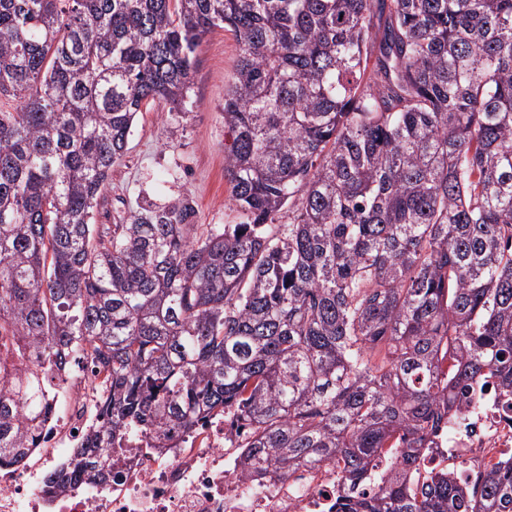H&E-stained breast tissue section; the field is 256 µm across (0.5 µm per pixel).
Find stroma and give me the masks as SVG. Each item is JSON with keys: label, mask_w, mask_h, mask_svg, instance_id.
<instances>
[{"label": "stroma", "mask_w": 512, "mask_h": 512, "mask_svg": "<svg viewBox=\"0 0 512 512\" xmlns=\"http://www.w3.org/2000/svg\"><path fill=\"white\" fill-rule=\"evenodd\" d=\"M239 54L230 31L218 28L202 38L182 114L170 117V106L162 101L138 113L128 149L113 166L94 211V223H114L128 211L160 205L182 193L194 199V223L241 222L224 176V93ZM169 173L174 181L162 183Z\"/></svg>", "instance_id": "35a3bbf8"}]
</instances>
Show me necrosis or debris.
Here are the masks:
<instances>
[{
  "mask_svg": "<svg viewBox=\"0 0 512 512\" xmlns=\"http://www.w3.org/2000/svg\"><path fill=\"white\" fill-rule=\"evenodd\" d=\"M99 386L90 364H72L40 441L57 454L38 466H0V512H324L336 494V472L326 466L289 478L245 477L240 451L225 440L220 415L203 426L172 431L165 453L150 448L142 436L127 441L112 451V481H79L68 491L48 494L45 475L85 439ZM511 455L512 406L490 396L437 439L426 462L458 459V478L475 484L487 462Z\"/></svg>",
  "mask_w": 512,
  "mask_h": 512,
  "instance_id": "obj_1",
  "label": "necrosis or debris"
}]
</instances>
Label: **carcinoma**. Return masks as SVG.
<instances>
[{"mask_svg": "<svg viewBox=\"0 0 512 512\" xmlns=\"http://www.w3.org/2000/svg\"><path fill=\"white\" fill-rule=\"evenodd\" d=\"M216 28L224 177L91 224L135 116L184 104ZM0 462L88 360L107 452L215 414L246 475L336 468L328 512H512V457L470 486L425 447L486 387L512 401V0H0ZM288 223H280L283 213Z\"/></svg>", "mask_w": 512, "mask_h": 512, "instance_id": "carcinoma-1", "label": "carcinoma"}]
</instances>
